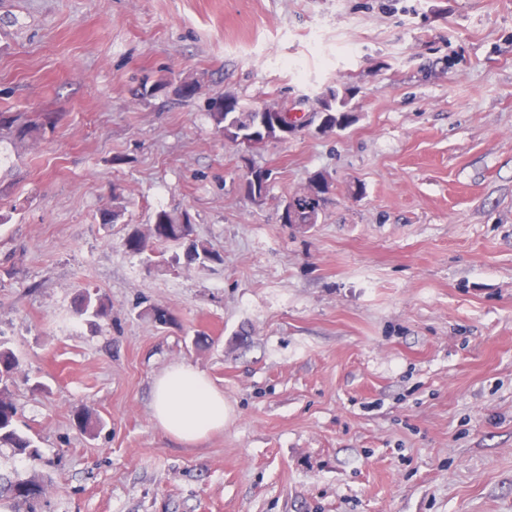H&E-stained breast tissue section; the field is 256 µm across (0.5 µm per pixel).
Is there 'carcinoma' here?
<instances>
[{
  "instance_id": "carcinoma-1",
  "label": "carcinoma",
  "mask_w": 512,
  "mask_h": 512,
  "mask_svg": "<svg viewBox=\"0 0 512 512\" xmlns=\"http://www.w3.org/2000/svg\"><path fill=\"white\" fill-rule=\"evenodd\" d=\"M345 107V97L339 96L336 92L324 104L323 113L334 123H344L347 120ZM264 116L265 113L258 109L244 110L234 98L220 97L210 101V117L216 128L221 133H233L235 143L248 140L253 134L260 133V123ZM57 123V117L51 112H42L34 116L23 112H0V139L22 141L40 132L54 129ZM112 198L115 206L112 210L101 213L102 224H114L123 215L121 190L113 188ZM151 240L178 246L179 251L170 258L173 265L183 264L189 267L222 261V256L218 252L195 236L194 226L187 212L174 215L165 210L158 211L146 230L137 227L130 230L122 245L127 252L140 255L147 250ZM75 310L81 316L104 320L110 315L111 305L105 295L85 291L77 296ZM17 368L18 358L15 353L0 341V447L11 448L14 454L35 461L40 454L32 439L18 429V408L11 397L10 387L14 382ZM43 492V484L35 478L11 479L0 475V497L6 496L13 500L19 512H35Z\"/></svg>"
}]
</instances>
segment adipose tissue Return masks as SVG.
<instances>
[{
  "instance_id": "adipose-tissue-1",
  "label": "adipose tissue",
  "mask_w": 512,
  "mask_h": 512,
  "mask_svg": "<svg viewBox=\"0 0 512 512\" xmlns=\"http://www.w3.org/2000/svg\"><path fill=\"white\" fill-rule=\"evenodd\" d=\"M152 416L168 435L196 443L221 430L229 418L224 394L196 368L176 363L152 384Z\"/></svg>"
}]
</instances>
